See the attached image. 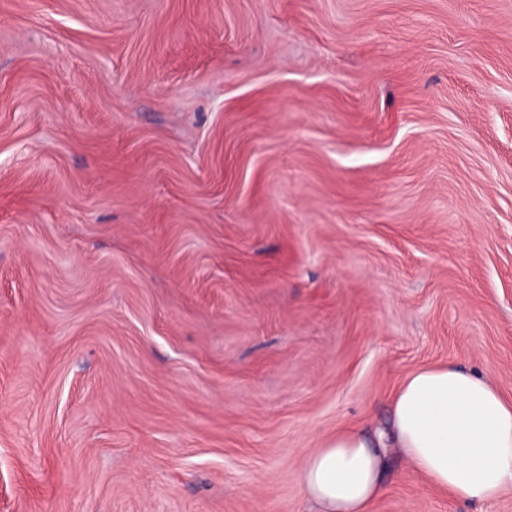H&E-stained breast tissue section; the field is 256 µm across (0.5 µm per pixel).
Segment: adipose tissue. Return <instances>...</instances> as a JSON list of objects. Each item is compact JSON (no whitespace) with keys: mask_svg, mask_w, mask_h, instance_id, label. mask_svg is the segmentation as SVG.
<instances>
[{"mask_svg":"<svg viewBox=\"0 0 512 512\" xmlns=\"http://www.w3.org/2000/svg\"><path fill=\"white\" fill-rule=\"evenodd\" d=\"M389 403V435L345 429L306 453L300 482L316 512H369L390 442L455 499L490 502L512 488V397L493 382L452 364L422 367Z\"/></svg>","mask_w":512,"mask_h":512,"instance_id":"1","label":"adipose tissue"}]
</instances>
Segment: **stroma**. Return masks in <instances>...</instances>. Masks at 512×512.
<instances>
[{"label":"stroma","mask_w":512,"mask_h":512,"mask_svg":"<svg viewBox=\"0 0 512 512\" xmlns=\"http://www.w3.org/2000/svg\"><path fill=\"white\" fill-rule=\"evenodd\" d=\"M448 362L512 395V0H0V512H309ZM385 433L345 429L306 453L300 482L315 512H369L384 490Z\"/></svg>","instance_id":"1"}]
</instances>
